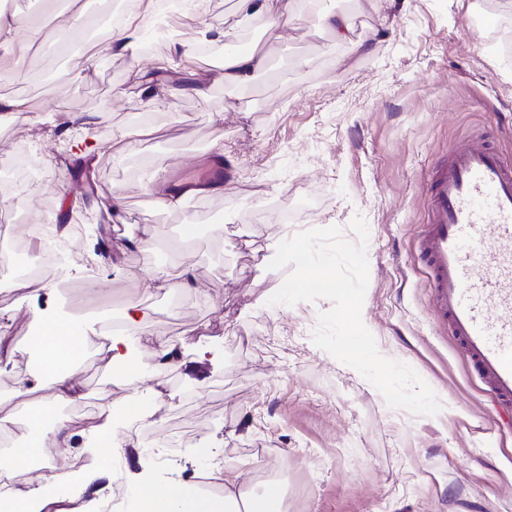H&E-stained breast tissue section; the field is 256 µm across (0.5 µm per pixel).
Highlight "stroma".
Wrapping results in <instances>:
<instances>
[{"mask_svg":"<svg viewBox=\"0 0 512 512\" xmlns=\"http://www.w3.org/2000/svg\"><path fill=\"white\" fill-rule=\"evenodd\" d=\"M236 0H185L180 37L161 34L149 51L114 54L69 24L77 52L43 84L44 52H0V95L28 109L0 124V168L28 154L38 184L0 201L20 211L10 226L41 252L43 225H85L72 253L40 285H20L0 267V417L16 439L29 433L25 409L46 393V372L27 344L31 322L66 313L84 340L82 428L105 408L133 413L121 476L190 479L214 461L242 466L244 484L277 491L286 512H512V433L497 434L479 392L433 306L417 261L428 213L425 184L452 145L478 130L512 153V0H346L351 30L336 41L322 21L328 0H297L278 35L262 37L270 60L244 86H225L202 68V49L222 54L212 33L229 27ZM370 44L367 53L355 43ZM170 59L166 77L157 60ZM170 83L203 80L205 93L160 95L132 73ZM110 106L90 133L100 150L73 146L79 127L64 114ZM223 122H215V114ZM130 150L115 151L116 140ZM223 154L235 172L222 193L184 196L163 210L148 202L158 171ZM120 191L127 236L116 238L97 191ZM369 227V284L362 320L382 356L413 368L443 408L416 416L389 407L356 369L312 342L320 300L272 306L286 273L269 269L275 244L312 228ZM153 248L136 245L143 234ZM190 265L189 290L160 287L141 299L137 278L157 267ZM144 301L147 319L131 348L144 380L117 379L105 333L110 316ZM181 355L158 367L156 336ZM161 391L151 401L152 391Z\"/></svg>","mask_w":512,"mask_h":512,"instance_id":"1","label":"stroma"}]
</instances>
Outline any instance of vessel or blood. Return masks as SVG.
Segmentation results:
<instances>
[{
  "label": "vessel or blood",
  "instance_id": "vessel-or-blood-1",
  "mask_svg": "<svg viewBox=\"0 0 512 512\" xmlns=\"http://www.w3.org/2000/svg\"><path fill=\"white\" fill-rule=\"evenodd\" d=\"M215 160L200 177L177 169L166 193L230 182ZM428 220L418 241L433 303L468 368L512 431V158L469 139L430 179Z\"/></svg>",
  "mask_w": 512,
  "mask_h": 512
}]
</instances>
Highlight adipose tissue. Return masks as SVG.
Returning <instances> with one entry per match:
<instances>
[{
	"label": "adipose tissue",
	"instance_id": "adipose-tissue-1",
	"mask_svg": "<svg viewBox=\"0 0 512 512\" xmlns=\"http://www.w3.org/2000/svg\"><path fill=\"white\" fill-rule=\"evenodd\" d=\"M64 24V18L57 14L36 21L22 16L1 17L0 50L11 51L20 40L30 48L41 46L47 27L60 28ZM221 67L225 85H244L267 69L268 55L254 47L225 55ZM36 323L33 346L42 360L52 366L53 373L44 399L29 410L31 440L41 448H70L78 434L77 422L56 417L55 410L82 396L77 380L78 362L83 353L82 338L75 324L62 316L44 315L38 317ZM209 476L220 483L222 496L207 495L196 485L181 480L171 481L162 488L147 484L139 491V512H283L280 495L244 491L228 466L215 465ZM88 486L85 480L65 484L53 472L40 473L28 494L18 498L15 512H82L79 503Z\"/></svg>",
	"mask_w": 512,
	"mask_h": 512
}]
</instances>
